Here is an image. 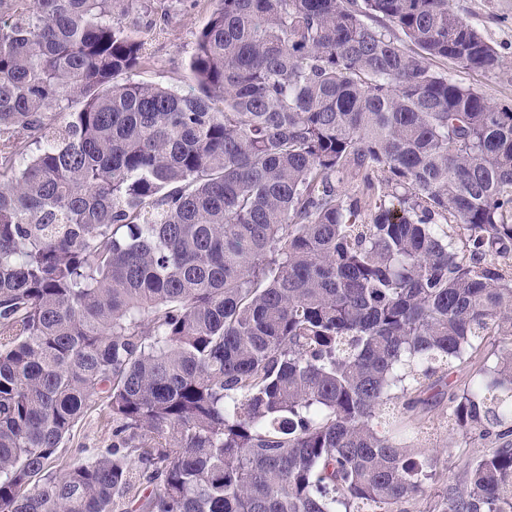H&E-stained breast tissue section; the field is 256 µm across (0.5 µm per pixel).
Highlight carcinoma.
Instances as JSON below:
<instances>
[{
  "label": "carcinoma",
  "instance_id": "carcinoma-1",
  "mask_svg": "<svg viewBox=\"0 0 512 512\" xmlns=\"http://www.w3.org/2000/svg\"><path fill=\"white\" fill-rule=\"evenodd\" d=\"M138 0H0V512H512V110L448 0H220L197 93ZM360 189L350 190L351 181ZM106 453L53 471L94 405ZM441 375L442 373H438L436 376L431 378L429 383H434L436 381V385L433 390L428 392V394L437 392H445V394L438 395V397L433 399V402H430L429 405L420 407V409L415 412L412 425L422 427L423 431H426L425 428H435L431 429V432H429L430 436L426 437L428 439L426 446L429 447L431 453L438 455L441 462H443V460L452 453L453 458L448 457L447 476L449 485L453 483L455 473L457 472V468H454V464L451 466V462H455L458 459L462 449L466 456L475 457L483 454L489 448H483L481 445L478 447L477 445H475V447L474 445H470V448H448V431L442 427V424H439V421L446 416L448 411V395H446V393H448V390L452 386L462 384L468 380L469 373L467 368L459 370L457 367H453L448 371L447 376L444 375L441 377Z\"/></svg>",
  "mask_w": 512,
  "mask_h": 512
}]
</instances>
